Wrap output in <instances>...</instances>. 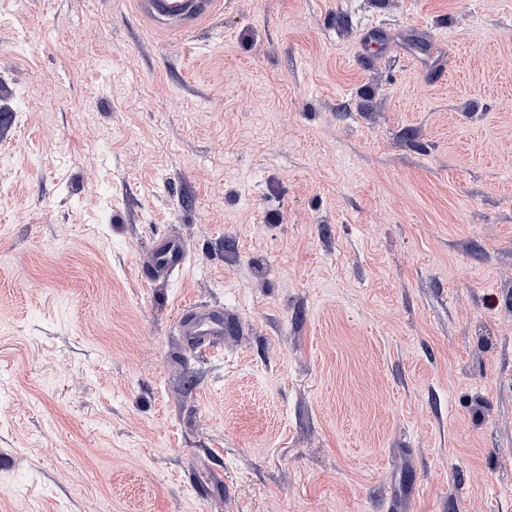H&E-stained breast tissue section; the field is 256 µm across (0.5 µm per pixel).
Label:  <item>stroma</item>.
<instances>
[{"mask_svg": "<svg viewBox=\"0 0 512 512\" xmlns=\"http://www.w3.org/2000/svg\"><path fill=\"white\" fill-rule=\"evenodd\" d=\"M0 81V512H512V0H0ZM223 6L222 0H139L140 12L172 36L193 30L204 18ZM186 255L187 246L182 239L163 237L156 241L151 255L144 258L140 268H146L152 279L158 280L180 269ZM178 325L184 336L200 346L224 339V312L215 309L191 307L183 309L178 316Z\"/></svg>", "mask_w": 512, "mask_h": 512, "instance_id": "stroma-1", "label": "stroma"}]
</instances>
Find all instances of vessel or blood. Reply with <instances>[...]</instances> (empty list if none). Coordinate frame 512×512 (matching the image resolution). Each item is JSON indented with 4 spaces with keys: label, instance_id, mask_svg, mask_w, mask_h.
<instances>
[{
    "label": "vessel or blood",
    "instance_id": "vessel-or-blood-1",
    "mask_svg": "<svg viewBox=\"0 0 512 512\" xmlns=\"http://www.w3.org/2000/svg\"><path fill=\"white\" fill-rule=\"evenodd\" d=\"M223 0H138L140 12L152 19L172 36L179 37L193 30L204 18L221 9ZM187 246L182 239L164 237L156 241L151 255L144 258L152 279L158 280L180 269L186 259ZM178 325L184 336L206 344L224 337V313L215 309L191 307L183 309Z\"/></svg>",
    "mask_w": 512,
    "mask_h": 512
}]
</instances>
